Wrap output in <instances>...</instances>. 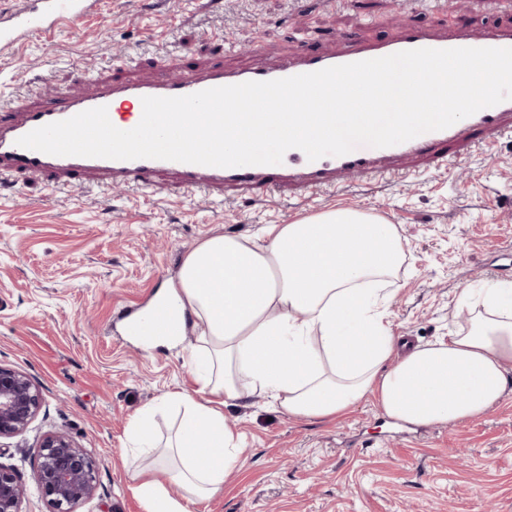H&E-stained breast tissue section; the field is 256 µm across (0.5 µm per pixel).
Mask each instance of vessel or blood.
<instances>
[{"label": "vessel or blood", "mask_w": 512, "mask_h": 512, "mask_svg": "<svg viewBox=\"0 0 512 512\" xmlns=\"http://www.w3.org/2000/svg\"><path fill=\"white\" fill-rule=\"evenodd\" d=\"M95 5L96 0H22L9 19L0 18V54L14 52L20 42L31 36H48L61 24L82 20ZM460 47L512 48V30L489 29L473 35L456 29L437 34L412 27L392 43H357L333 56L304 50L284 58L272 69L227 71L215 66L193 69L179 77L151 84L117 83L97 78L93 81L92 93L74 95L63 90L51 102L0 113V175L36 176L56 186L83 179L104 188L129 184L151 188L157 175L172 172L186 189L204 188L216 193L228 187H247L265 194L276 189L315 191L332 188L348 178L395 172L398 162L405 159L443 165L453 150L475 144L482 138L494 140L512 134V100L482 109L469 116L466 123L428 132L395 146L361 145L346 155L326 156L313 162L308 161L303 151L294 148L287 152V163L273 166L219 168L159 159L54 156L21 147L18 140L35 128L100 106L106 107L111 114L128 111L133 120H141V99L145 96H184L213 87L286 78L406 50ZM129 330L133 335L145 338L173 336L177 333V324L167 309L158 304L146 318L133 321Z\"/></svg>", "instance_id": "b4317fda"}]
</instances>
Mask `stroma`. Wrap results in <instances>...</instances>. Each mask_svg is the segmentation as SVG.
<instances>
[{"mask_svg":"<svg viewBox=\"0 0 512 512\" xmlns=\"http://www.w3.org/2000/svg\"><path fill=\"white\" fill-rule=\"evenodd\" d=\"M512 28V0H98L80 23L0 56V108L48 101L90 74L157 81L194 65L239 70L298 50L335 52L389 42L402 29ZM334 209L395 225L406 261L386 304L394 331L428 342L461 328L459 289L512 281V137L399 175L343 182L303 195H211L169 187L54 188L0 183V365L35 380L41 411L24 435L0 441V465L28 485L25 512H45L33 474L47 431L70 435L96 461L98 492L78 512H147L129 437L154 408L158 439L176 406L198 395L187 330L175 348L147 347L125 330L185 256L217 234L247 237ZM241 467L186 512H512V392L483 415L417 425L371 398L333 420L305 421L248 399L225 407Z\"/></svg>","mask_w":512,"mask_h":512,"instance_id":"obj_1","label":"stroma"}]
</instances>
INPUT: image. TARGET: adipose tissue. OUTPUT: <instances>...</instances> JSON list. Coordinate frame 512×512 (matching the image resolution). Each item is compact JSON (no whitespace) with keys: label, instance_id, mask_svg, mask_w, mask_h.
I'll use <instances>...</instances> for the list:
<instances>
[{"label":"adipose tissue","instance_id":"1","mask_svg":"<svg viewBox=\"0 0 512 512\" xmlns=\"http://www.w3.org/2000/svg\"><path fill=\"white\" fill-rule=\"evenodd\" d=\"M404 261L394 225L347 210L271 224L251 240L207 238L162 299L197 319L189 360L210 397L178 394L184 416L165 444L143 416L133 438L174 462L187 493L210 498L240 464L224 407L245 398L303 419L339 417L367 396L413 424L481 415L512 384V284L461 289L468 328L401 356L383 305Z\"/></svg>","mask_w":512,"mask_h":512}]
</instances>
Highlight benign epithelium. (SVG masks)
<instances>
[{"label": "benign epithelium", "instance_id": "obj_1", "mask_svg": "<svg viewBox=\"0 0 512 512\" xmlns=\"http://www.w3.org/2000/svg\"><path fill=\"white\" fill-rule=\"evenodd\" d=\"M43 396L26 374L0 365V439L28 431L39 413ZM96 461L62 432L43 435L39 441L34 484L47 512H76L97 492ZM28 494L16 474L0 464V512H23Z\"/></svg>", "mask_w": 512, "mask_h": 512}]
</instances>
